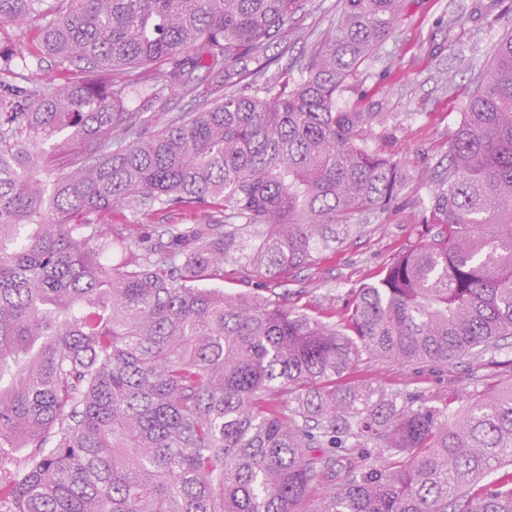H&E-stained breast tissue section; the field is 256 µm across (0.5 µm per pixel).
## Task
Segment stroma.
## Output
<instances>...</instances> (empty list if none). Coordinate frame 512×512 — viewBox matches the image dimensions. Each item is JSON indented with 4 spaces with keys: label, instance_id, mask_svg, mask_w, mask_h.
Masks as SVG:
<instances>
[{
    "label": "stroma",
    "instance_id": "stroma-1",
    "mask_svg": "<svg viewBox=\"0 0 512 512\" xmlns=\"http://www.w3.org/2000/svg\"><path fill=\"white\" fill-rule=\"evenodd\" d=\"M489 4L490 0H406L395 33L381 48L378 60L362 65L337 96L339 107L375 113L369 131L371 149L397 156L411 172V180L395 203L387 211L358 217L356 229L341 246L325 252L315 266L296 270L288 278L263 271L245 277L225 268V291L264 294L272 290L284 295L291 306L319 305L329 297L341 307L349 289L377 279L415 234L407 217L427 194L417 174L445 159L449 138L460 121L472 66L482 65L503 31L512 28V14L489 23L485 11ZM338 8V0H302L285 33L269 49L278 58L270 76L295 81L297 74L290 70V63L308 51ZM452 16L457 19L453 26L448 23ZM0 43L11 45L26 57L33 82L47 87L58 82L51 59L44 55L31 58L32 43L18 37L15 29L0 28ZM446 69L456 74L450 88L440 81V73ZM209 103L207 90L202 87L193 98L133 93L125 107L131 112L176 113ZM356 374L397 392L449 387L465 394L477 386L490 393L512 382V338L480 360H463L449 370L426 376L391 361L374 359L361 362Z\"/></svg>",
    "mask_w": 512,
    "mask_h": 512
}]
</instances>
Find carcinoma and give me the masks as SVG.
<instances>
[{"mask_svg":"<svg viewBox=\"0 0 512 512\" xmlns=\"http://www.w3.org/2000/svg\"><path fill=\"white\" fill-rule=\"evenodd\" d=\"M301 2L0 0V27L40 21L65 75L46 89L0 50V512H512V384L463 404L351 380L366 358L420 373L512 336V29L416 239L339 320L206 286L315 265L409 179L336 106L404 0H340L289 90L267 51ZM157 61L159 81L121 76ZM201 86L202 110L125 108ZM159 210L193 220L112 228Z\"/></svg>","mask_w":512,"mask_h":512,"instance_id":"cac0c4a2","label":"carcinoma"}]
</instances>
